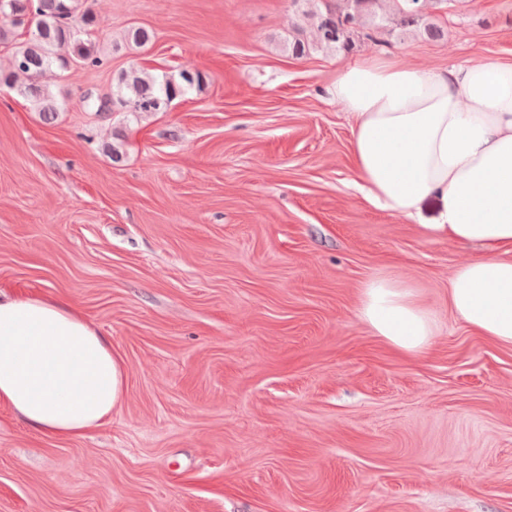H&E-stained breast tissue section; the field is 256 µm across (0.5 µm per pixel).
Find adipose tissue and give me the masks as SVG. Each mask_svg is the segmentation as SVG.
I'll list each match as a JSON object with an SVG mask.
<instances>
[{"instance_id":"ef3b65f1","label":"adipose tissue","mask_w":512,"mask_h":512,"mask_svg":"<svg viewBox=\"0 0 512 512\" xmlns=\"http://www.w3.org/2000/svg\"><path fill=\"white\" fill-rule=\"evenodd\" d=\"M331 97L353 119L359 186L376 207L419 218L439 202L432 233L484 253L456 268L448 306L512 348V65L476 60L443 71L382 56L337 67ZM359 317L396 349L416 354L439 332L412 287L365 282ZM125 375L99 329L62 298L0 293V403L49 439L106 425Z\"/></svg>"}]
</instances>
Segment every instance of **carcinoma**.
Instances as JSON below:
<instances>
[{
    "instance_id": "1",
    "label": "carcinoma",
    "mask_w": 512,
    "mask_h": 512,
    "mask_svg": "<svg viewBox=\"0 0 512 512\" xmlns=\"http://www.w3.org/2000/svg\"><path fill=\"white\" fill-rule=\"evenodd\" d=\"M86 0H0V18L13 27H26L14 46L9 69L0 72V85L19 87L44 120L54 118L59 107L49 88L40 83L43 72L53 65L69 75L104 65L96 44L87 38L97 23L85 6ZM388 0H293L296 20L288 30L286 49L297 58L322 53L347 55L362 37L375 33L404 38L409 34L431 39L443 34L439 19L428 12L431 4L451 0H398L393 10ZM26 83L17 85L19 76ZM195 77L161 79L137 69L122 73L112 99L99 100L96 111L118 110L132 115L166 112L177 98L185 97Z\"/></svg>"
}]
</instances>
